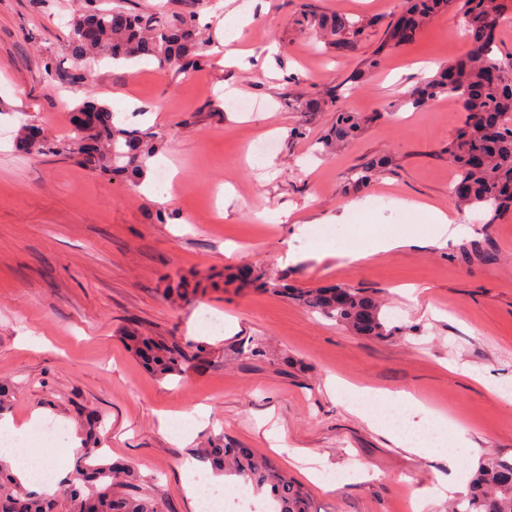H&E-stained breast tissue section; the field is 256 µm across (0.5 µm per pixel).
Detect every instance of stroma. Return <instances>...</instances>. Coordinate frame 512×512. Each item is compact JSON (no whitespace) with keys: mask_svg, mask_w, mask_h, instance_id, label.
Segmentation results:
<instances>
[{"mask_svg":"<svg viewBox=\"0 0 512 512\" xmlns=\"http://www.w3.org/2000/svg\"><path fill=\"white\" fill-rule=\"evenodd\" d=\"M403 0H0V381L13 385L15 421L34 411L77 427L101 419L106 461L130 465L161 512H195L180 468L200 442L268 456L310 495L315 512H447L453 470L473 476L489 458L512 462V211L487 223L459 211L467 234L440 248L427 225L394 204L417 198L449 208L446 148L464 114L458 102L408 104L438 66L464 57L462 16L452 8L415 39L364 70ZM168 17L197 15L206 64L185 73L156 63L76 64L66 51L74 13L116 4ZM362 21L346 51L311 48L303 14ZM335 91L334 107L296 109ZM109 105L128 128H155L168 145L150 160L167 185L130 186L64 155L16 147L19 126L69 142L74 108ZM250 101L244 112L239 102ZM360 112L363 133L322 150L334 109ZM274 137L266 154L246 143ZM386 156L389 168L353 190V171ZM290 211L280 222V211ZM417 242L356 264L325 254L364 225ZM295 261H288V254ZM242 266L297 288L352 284L376 292L401 335L357 336L277 296L223 288ZM196 275L189 299L163 298L166 276ZM200 342L208 362L156 377L125 345L130 330ZM262 341L265 354L239 350ZM342 389H331L333 380ZM406 391L392 424L428 434L434 415L452 425L453 463L396 447L352 412L353 387ZM208 414L185 418L194 405ZM189 429L191 441L175 430ZM372 477L357 479L361 466ZM327 472L323 491L305 471Z\"/></svg>","mask_w":512,"mask_h":512,"instance_id":"obj_1","label":"stroma"}]
</instances>
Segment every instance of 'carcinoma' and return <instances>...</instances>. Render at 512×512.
Returning <instances> with one entry per match:
<instances>
[{
  "label": "carcinoma",
  "instance_id": "cac0c4a2",
  "mask_svg": "<svg viewBox=\"0 0 512 512\" xmlns=\"http://www.w3.org/2000/svg\"><path fill=\"white\" fill-rule=\"evenodd\" d=\"M460 4L467 56L441 68L421 83L407 103L421 108L441 97L461 103L466 112L464 127L448 143V160L454 166L449 197L458 207H484L487 223L512 208V73L495 54L500 14L493 0H408L411 33L420 31L437 13L451 3ZM306 28L315 37L345 49L350 38L363 33L362 21L343 15L313 18ZM199 29L194 15L169 19L158 13L139 12L118 5L78 14L70 23L67 50L75 61L114 62L154 60L162 70L187 72L201 61L196 41ZM406 42L398 22L387 24L380 45L366 61L369 70L380 68L384 51ZM453 83H448V74ZM87 120L73 122L69 155L84 168L106 174L122 172L133 182L143 179L147 160L157 154L165 135L152 127L126 129L118 124L112 109L94 99L74 108ZM368 123L357 112L336 111L330 138L322 141L326 150L356 138ZM31 123L21 125L17 145L31 155L56 152L57 144L42 135L37 142L28 137ZM482 154L485 163L474 168L469 156ZM389 164L380 157L357 168L352 174L355 187H365ZM238 289L284 296L307 311L333 320L357 336L387 340L395 334L382 311L378 297L351 285L335 288H289L279 276L254 272L248 282L231 277ZM194 289L182 280L169 283L163 296L171 301L188 298ZM135 352L159 377L183 375L188 363L202 360L207 350L200 344L178 341L156 342L137 331L127 336ZM85 447L75 477L54 494L25 490L0 460V512H160L159 507L134 490V474L121 463H99L97 425L84 426ZM200 461L240 477L255 491L269 489L274 512H314L308 492L280 470L271 460L252 448L226 447L215 438L198 449ZM448 512H512V462L490 459L474 475L467 497L450 505Z\"/></svg>",
  "mask_w": 512,
  "mask_h": 512
}]
</instances>
